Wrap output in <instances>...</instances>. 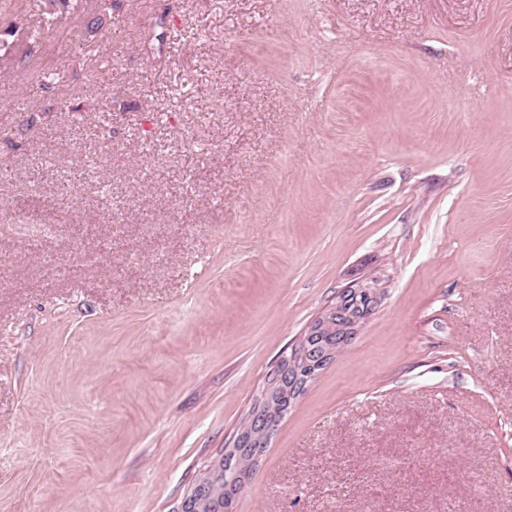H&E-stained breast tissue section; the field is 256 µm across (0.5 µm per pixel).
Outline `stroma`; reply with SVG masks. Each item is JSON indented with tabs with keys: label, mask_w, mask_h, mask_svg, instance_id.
I'll return each instance as SVG.
<instances>
[{
	"label": "stroma",
	"mask_w": 512,
	"mask_h": 512,
	"mask_svg": "<svg viewBox=\"0 0 512 512\" xmlns=\"http://www.w3.org/2000/svg\"><path fill=\"white\" fill-rule=\"evenodd\" d=\"M119 2L0 51V512H178L360 281L236 512H512V0ZM108 1L106 5L103 2ZM100 5L93 10H83L84 25L89 37L94 39L97 36L102 37V30L107 22V13L112 12V0H99ZM103 4V5H102ZM361 321L362 319H354L350 325L343 327V331L350 336L349 338L343 336L336 346H310L303 342L299 347L294 348L291 359L282 362L272 373L273 381L271 385H278L288 380V392L292 391L295 397L300 396L307 385L331 363L336 353L347 346L355 337L357 327ZM299 360H301V365L298 367Z\"/></svg>",
	"instance_id": "stroma-1"
}]
</instances>
